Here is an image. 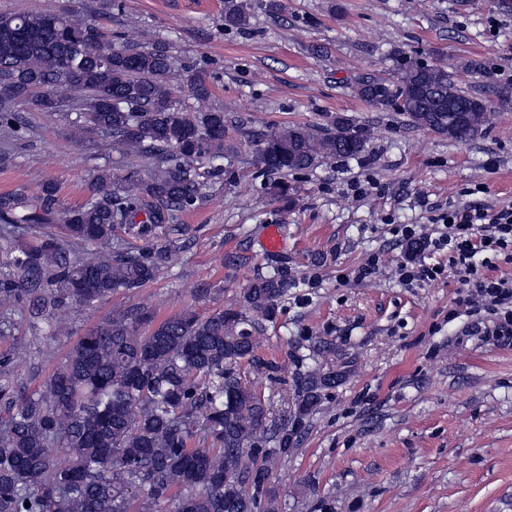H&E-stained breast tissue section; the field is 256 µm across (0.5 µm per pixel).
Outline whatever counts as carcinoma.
Instances as JSON below:
<instances>
[{
    "mask_svg": "<svg viewBox=\"0 0 512 512\" xmlns=\"http://www.w3.org/2000/svg\"><path fill=\"white\" fill-rule=\"evenodd\" d=\"M253 0H224L221 25L245 30ZM172 43L112 37L72 10L0 14V131L32 136L21 107L50 112L70 138L92 135L148 160L121 176L93 169L89 197L64 208L55 183L29 198L0 194V313L18 309L48 336L59 311L90 305L152 281L179 249L180 213L224 185L229 130L244 122L210 106V77L197 70L188 103L174 94ZM355 92L416 128L466 144L494 108L459 88L448 70L407 59L390 77L360 76ZM367 126L346 115L326 125L294 123L255 141L265 188L294 204L288 173L361 155ZM59 218L64 238L25 240L28 224ZM118 228L146 241L129 248ZM288 276L274 268L246 289L248 313L183 312L159 323L123 311L88 330L31 395L0 384L14 412L0 425V512H274L266 463L294 447L336 374H299L294 410L267 424L268 409L232 365L252 361L262 323L273 321ZM150 324L142 333L139 325Z\"/></svg>",
    "mask_w": 512,
    "mask_h": 512,
    "instance_id": "carcinoma-1",
    "label": "carcinoma"
}]
</instances>
